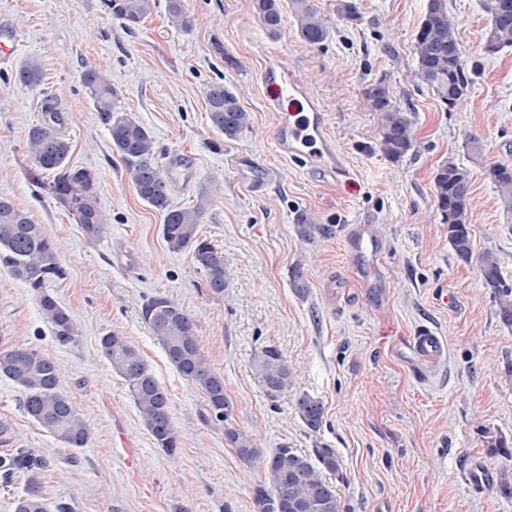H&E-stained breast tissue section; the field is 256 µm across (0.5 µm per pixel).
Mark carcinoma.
<instances>
[{"label": "carcinoma", "mask_w": 512, "mask_h": 512, "mask_svg": "<svg viewBox=\"0 0 512 512\" xmlns=\"http://www.w3.org/2000/svg\"><path fill=\"white\" fill-rule=\"evenodd\" d=\"M486 0L493 19L486 50L497 52L512 48L511 15L503 14L505 2ZM155 0H102L104 10L122 21L126 28L138 26L151 13ZM256 12L266 31L276 36L282 27L279 0H255ZM297 33L309 45L323 43L329 35L326 20L313 0H291ZM166 14L177 28L188 26L185 0H166ZM455 21L448 12V0H428L424 15L416 27L413 51L416 69L412 77L427 88L445 106L452 108L466 93L470 77L462 57L448 58V43L456 41ZM43 69L36 59L20 64L15 83L26 88L39 86ZM99 119L105 126L112 149L126 166L139 197L164 216L162 237L174 251L191 254L194 265L205 277L207 288L217 297L227 288L224 256L198 234V225L223 184L211 182L196 203L183 207L174 204L169 181L154 158L150 131L116 108L115 93L106 74L88 67L81 74ZM211 125L232 138L249 123V115L228 88L216 84L206 92ZM368 105L381 114L380 149L392 161L403 158L413 147L414 128L405 109L392 104L389 89L378 84L367 92ZM43 122L30 128L28 152L41 170L53 174L48 190L71 214L87 239L96 240L108 230V218L98 206V180L87 169L69 165L70 143L61 132L62 117L48 103ZM487 176L498 193L504 211L512 213V161L491 165ZM434 191L443 223L448 225V242L456 256L470 261L473 252L470 216L474 209L469 170L454 162L441 164L434 175ZM481 275L491 289L499 323L512 329V286L503 278L498 259L490 252L479 260ZM26 283L38 296L41 314L62 344L74 337L68 311L48 293L47 288L66 274L57 246L40 224L11 200L0 198V268ZM143 315L161 344L170 364L203 391L213 423L224 432V440L237 457L250 464L263 457L249 434L239 429L232 416L231 402L224 392V378L212 371L199 346L196 322L192 315L164 296H155L144 305ZM101 351L126 384L147 430L156 444L168 453L178 447V435L171 417L168 393L126 337L110 332L100 338ZM250 368L253 376L272 401L277 400L292 383V367L275 347L266 346L254 353ZM0 378L10 381L23 395L27 415L65 448H84L90 440V428L62 388L59 364L38 348L26 344H8L0 340ZM298 409L311 429L320 427L324 408L309 396L299 400ZM485 445L512 457L508 442L485 430ZM265 458V457H263ZM49 463L29 450L15 448L0 456V470L6 489L15 478L24 479L16 500L15 512H47L48 493L43 475ZM340 464L332 448H316L307 455L295 448H278L265 458L266 485L257 489L266 504V512H342L341 500L323 473H339ZM297 504L284 509L282 503Z\"/></svg>", "instance_id": "obj_1"}]
</instances>
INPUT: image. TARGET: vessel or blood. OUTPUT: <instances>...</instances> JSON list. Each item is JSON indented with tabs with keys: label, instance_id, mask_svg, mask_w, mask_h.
<instances>
[{
	"label": "vessel or blood",
	"instance_id": "obj_1",
	"mask_svg": "<svg viewBox=\"0 0 512 512\" xmlns=\"http://www.w3.org/2000/svg\"><path fill=\"white\" fill-rule=\"evenodd\" d=\"M270 110L278 114L274 142L278 153L301 160L309 171L323 178H338L346 171L343 155L326 132V115L317 101L310 100L304 115L282 112L277 101ZM348 258L360 263L365 251L374 245L373 229L368 224H350L345 229ZM411 358L424 366L440 364L445 357V342L429 329L420 330L408 343Z\"/></svg>",
	"mask_w": 512,
	"mask_h": 512
}]
</instances>
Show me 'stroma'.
<instances>
[{
  "label": "stroma",
  "instance_id": "35a3bbf8",
  "mask_svg": "<svg viewBox=\"0 0 512 512\" xmlns=\"http://www.w3.org/2000/svg\"><path fill=\"white\" fill-rule=\"evenodd\" d=\"M329 36L302 42L290 0H280L282 30L270 36L254 0H186L190 23L172 27L157 6L135 29L108 15L101 0H0V30L15 52L0 60V196L26 210L56 243L66 266L49 292L65 307L75 336L59 344L34 291L0 268V337L38 347L61 366L63 388L86 415L91 440L62 448L22 407V394L0 380V453L25 448L53 464L48 512H264L256 488L262 462L242 463L208 419L201 389L168 361L142 316L164 296L196 321L211 369L223 376L236 424L264 453L289 446L335 449L340 475H328L345 512H512V458L482 442V429L512 442V332L495 317L478 256L496 254L512 284V214L500 207L486 168L512 160V48L484 46L485 0H448L471 78L447 109L411 78L413 38L427 0H355L349 19L340 0H314ZM283 58L277 85L263 83L268 59ZM27 59L43 68L41 86L13 82ZM109 73L117 106L154 137L159 165L187 160L172 184L176 204L195 203L212 177L223 194L205 212L202 238L224 255L229 286L214 296L188 252L169 248L162 213L138 196L81 82L85 68ZM304 82L327 115L326 129L347 171L318 179L276 150L277 113L304 112L309 99L277 97L278 86ZM386 84L407 109L415 144L400 161L378 148L380 113L366 94ZM228 86L250 115L229 138L210 124L206 91ZM57 103L69 163L98 178L109 229L87 239L48 192L51 173L33 163L27 134ZM482 150L472 154L471 139ZM466 166L475 201V257L464 262L448 243L433 177L446 161ZM370 223L381 241L373 286L348 261L344 227ZM310 225L302 234V225ZM442 336L445 361L434 369L408 363L404 347L420 328ZM126 336L171 400L179 448L168 453L147 431L124 381L103 357L99 339ZM276 347L293 384L269 401L250 362ZM324 406L309 430L296 403ZM491 478L466 479L472 462Z\"/></svg>",
  "mask_w": 512,
  "mask_h": 512
}]
</instances>
